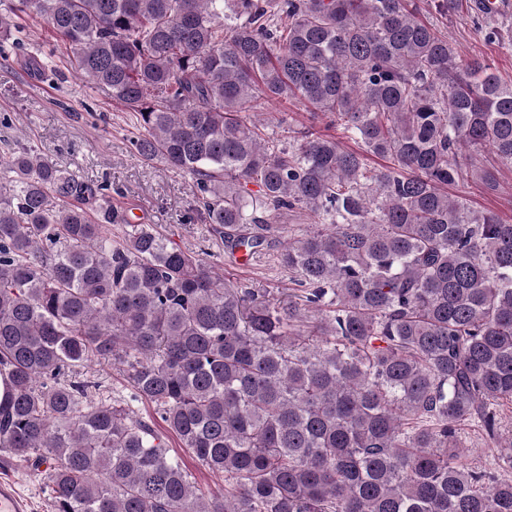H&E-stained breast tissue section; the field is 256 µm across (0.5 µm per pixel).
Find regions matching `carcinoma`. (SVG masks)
<instances>
[{
	"mask_svg": "<svg viewBox=\"0 0 512 512\" xmlns=\"http://www.w3.org/2000/svg\"><path fill=\"white\" fill-rule=\"evenodd\" d=\"M476 35L512 47L474 0ZM413 0H0V41L44 21L77 77L132 116L138 158L192 180L185 221L247 261L279 225L282 301L112 208L31 149L0 158L3 463L52 512H512V223L450 184L512 165V81ZM311 108L300 143L252 119ZM358 149L317 129L318 117ZM388 160L372 167L368 156ZM109 224L130 228L112 246ZM121 370L129 406L80 369ZM70 378L62 381L60 377ZM496 445L463 457L458 427ZM224 475L204 495L168 448ZM256 111L267 113L264 117L270 118L272 121L277 119L279 112H288L290 115L294 116L297 120L307 123V119L309 118L308 108L299 102L288 101V102H266L260 100L257 103ZM82 370L84 373L87 372V374L93 375L100 383L99 388L90 395L94 401L106 404H112L114 401H125L139 416L145 418L156 416L154 407L149 402L145 400L130 401V387L119 369L113 367L110 362L92 363L86 368H82Z\"/></svg>",
	"mask_w": 512,
	"mask_h": 512,
	"instance_id": "cac0c4a2",
	"label": "carcinoma"
}]
</instances>
